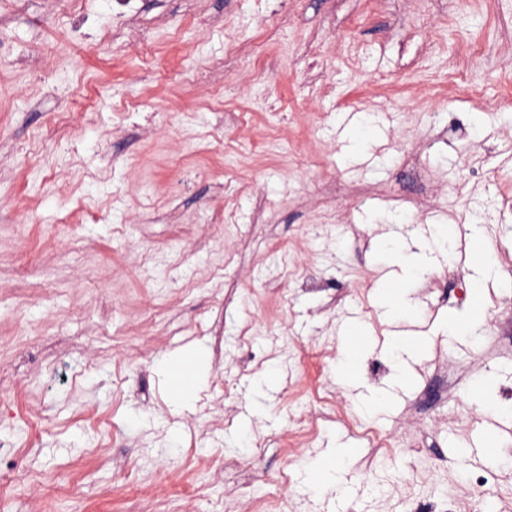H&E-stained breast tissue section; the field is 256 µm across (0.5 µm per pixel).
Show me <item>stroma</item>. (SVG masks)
<instances>
[{
	"mask_svg": "<svg viewBox=\"0 0 512 512\" xmlns=\"http://www.w3.org/2000/svg\"><path fill=\"white\" fill-rule=\"evenodd\" d=\"M136 6L159 24L123 50L106 0L75 41L55 0H0L85 114L37 142L50 85L0 70V512H41L45 483L79 487L56 512H255L263 489L404 512L486 472L482 512L512 499V438L466 453L512 418V288L469 263L512 266V0ZM442 225L423 273L408 257ZM457 318L500 328L476 345ZM367 421L387 460L348 428ZM447 245L448 232L446 227V230H439L433 247H425L419 255L412 256L411 261L417 263L421 269H429L433 266V254L436 252L446 254L448 249Z\"/></svg>",
	"mask_w": 512,
	"mask_h": 512,
	"instance_id": "1",
	"label": "stroma"
}]
</instances>
